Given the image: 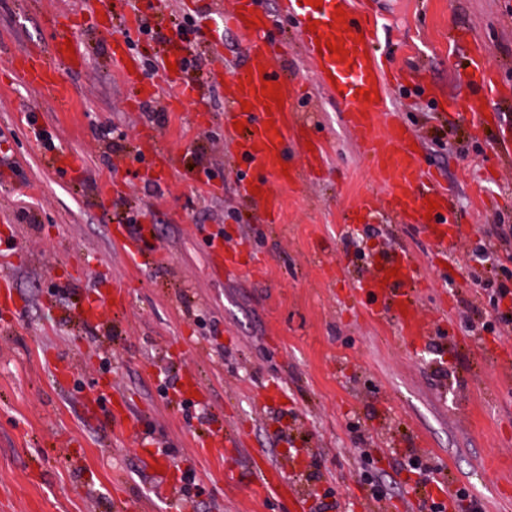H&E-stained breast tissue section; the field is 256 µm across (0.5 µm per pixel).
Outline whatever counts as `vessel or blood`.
<instances>
[{
  "mask_svg": "<svg viewBox=\"0 0 512 512\" xmlns=\"http://www.w3.org/2000/svg\"><path fill=\"white\" fill-rule=\"evenodd\" d=\"M368 0H321L320 6L308 0H281L284 17L298 26L307 53L323 86L338 94L344 105L345 123L355 130L362 143L363 154L377 173L385 189L388 211L403 215L406 223L426 229L434 245L436 259L448 252V238L456 228L457 215L449 204L448 187L428 169L423 168L419 152L414 149V136L403 124L392 121L388 92L402 81L401 71L392 68L383 44L379 15L367 6ZM154 0H143L140 11L125 16V37L113 40L110 51L113 62L124 71L128 81L142 76L139 56L132 51L128 37L140 29L141 20L149 16ZM192 12L221 14L223 26L240 41L243 60L223 79L224 129L232 139L233 151L245 164L241 190L253 205L277 218L279 202L271 191L272 183L290 185L298 180L296 172H283L288 153L295 144L311 143L315 161H323L324 144L308 125L300 122L293 104L278 106L277 98L288 95V66L285 55L273 48V21L264 0H228L220 8L217 0H189ZM64 29H56L52 38L54 64L30 51L21 52L13 68L24 81L35 88L62 93L59 65L76 71L84 64L80 55H71ZM337 45V52L319 50V42ZM467 67L465 84L477 91L471 109L473 126L484 130L488 113L494 112L507 91L497 66L481 43L462 37ZM163 81L175 90L176 103L195 101V84L181 79L179 73L163 72ZM274 83V91L263 90V83ZM242 130H235V123ZM437 209H428V202ZM381 266L360 280L355 299L360 309L373 319L393 318L407 344L424 343L428 336L425 321L419 316L415 290L420 283L419 269L408 253L384 254ZM397 270L395 278H387L388 270ZM256 484L273 497L286 494L292 484L277 467L257 471Z\"/></svg>",
  "mask_w": 512,
  "mask_h": 512,
  "instance_id": "vessel-or-blood-1",
  "label": "vessel or blood"
}]
</instances>
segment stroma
Instances as JSON below:
<instances>
[{
	"mask_svg": "<svg viewBox=\"0 0 512 512\" xmlns=\"http://www.w3.org/2000/svg\"><path fill=\"white\" fill-rule=\"evenodd\" d=\"M279 2L266 6L305 92L299 112L328 153L318 175L274 185L272 224L239 193L245 167L224 135L209 32L190 44L200 105L166 107L170 89L157 83L160 124L143 116L136 88L108 58L121 20L93 22L112 0H0V160L10 165L0 177V275L12 284L11 304L0 305V512H114L131 498L145 512H295L291 497L257 487L255 469L270 463L310 497L308 512L327 492L338 512H418L421 478L403 465L412 451L434 477L467 488L481 512H512V380L497 370L498 355L512 358V334L494 328L505 305L471 284L463 257L488 225H512V162L501 161L494 134L472 136L476 92L459 82L464 54L449 41L453 28H469L512 85V0L378 3L398 62L427 73L391 97L460 221L440 266L423 228L389 213L350 223L377 177ZM80 14L73 34L86 64L60 68L67 100L28 86L13 57L28 48L49 55L48 19ZM188 14L183 0H161V39L134 44L142 62L165 64ZM447 98L457 108L444 116L436 102ZM110 122L126 131V151L96 140ZM38 129L53 148L36 140ZM152 144L166 166L145 155ZM54 148L76 155L79 168L54 172ZM107 185L111 195L101 196ZM129 210L153 229L146 252L165 263L129 264ZM214 240L242 252L245 265L212 266ZM386 249L418 263L426 346L404 344L393 322L354 306L355 284ZM116 284L122 310L94 323L76 318ZM442 366L451 370L444 379ZM120 401L141 419L129 437L112 429ZM210 428L233 445L206 459L194 443ZM314 460L320 478L310 481Z\"/></svg>",
	"mask_w": 512,
	"mask_h": 512,
	"instance_id": "1",
	"label": "stroma"
}]
</instances>
